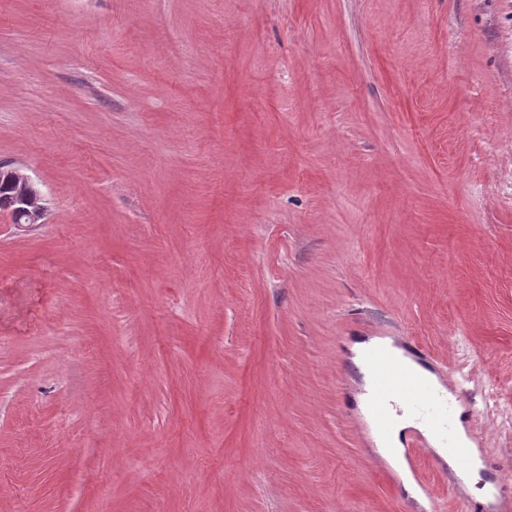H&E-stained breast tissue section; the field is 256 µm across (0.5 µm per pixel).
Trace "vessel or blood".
<instances>
[{"instance_id": "obj_1", "label": "vessel or blood", "mask_w": 512, "mask_h": 512, "mask_svg": "<svg viewBox=\"0 0 512 512\" xmlns=\"http://www.w3.org/2000/svg\"><path fill=\"white\" fill-rule=\"evenodd\" d=\"M370 362L376 384L371 413L377 423H387L393 412L406 411L418 416L444 443L452 445L460 458H467V448L453 441L449 412L424 380L409 372L387 352L372 353Z\"/></svg>"}]
</instances>
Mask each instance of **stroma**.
<instances>
[{
    "mask_svg": "<svg viewBox=\"0 0 512 512\" xmlns=\"http://www.w3.org/2000/svg\"><path fill=\"white\" fill-rule=\"evenodd\" d=\"M0 512H426L349 343L512 478V0H0ZM7 180L13 189L10 204L3 208L11 216L12 223L42 224L48 215V202L39 183L19 168H0V179ZM375 347H386L397 356L404 364L422 376L426 377L433 386L448 398L450 395L437 377L418 362L404 355L403 350L392 345V340L374 339L370 341L355 342L350 346L353 354L351 362L363 376V389L365 393L358 395L357 407L366 417L370 425V441L372 450L385 462L397 470L403 481L404 490L415 497V486L404 457L403 441L406 430L418 428L428 435V442L435 454L451 469L454 476L470 488L473 479L477 476L481 467L475 448H472V456L468 466H463L457 460L450 447L460 458L466 460L468 448L459 445L452 437L450 430L451 408L448 405V412L444 405L436 398V393L431 387L415 374L409 372L400 362L395 360L385 351L373 352L370 355V362L373 366L376 384V395L371 403V413L378 424H386L392 415V411L398 413L405 410L411 415L419 416L427 427L431 428L448 447L443 445L431 434L426 427L408 414L395 416L391 426L386 431L378 430L373 426L370 415L367 411V400L374 392V379L366 364V355L369 350ZM389 448H396L395 453H389Z\"/></svg>",
    "mask_w": 512,
    "mask_h": 512,
    "instance_id": "35a3bbf8",
    "label": "stroma"
}]
</instances>
